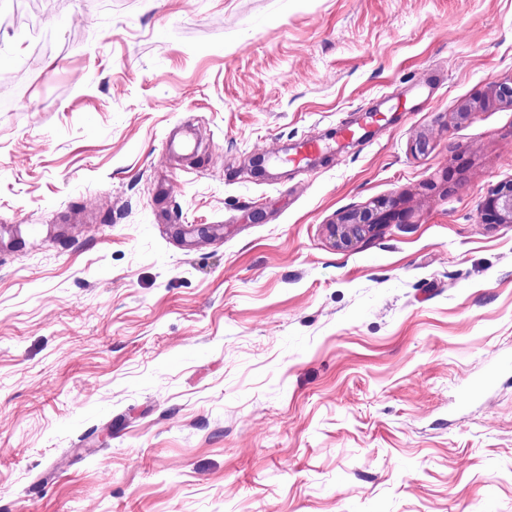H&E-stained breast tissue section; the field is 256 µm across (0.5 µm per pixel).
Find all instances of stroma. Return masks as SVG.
<instances>
[{
    "label": "stroma",
    "mask_w": 512,
    "mask_h": 512,
    "mask_svg": "<svg viewBox=\"0 0 512 512\" xmlns=\"http://www.w3.org/2000/svg\"><path fill=\"white\" fill-rule=\"evenodd\" d=\"M28 10L0 0V512H512V370L479 384L512 357V223L479 221L512 0H54L43 48ZM307 135L313 168L252 174ZM390 214H374L372 210L351 212L341 217L339 224H333V235L336 246L349 247L354 241L361 240L366 234L373 232L381 224H390Z\"/></svg>",
    "instance_id": "obj_1"
}]
</instances>
